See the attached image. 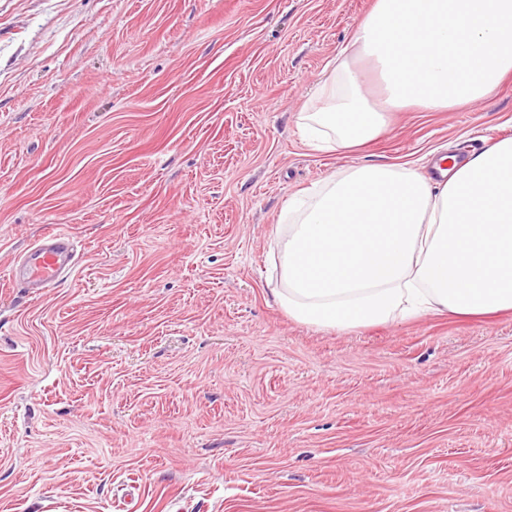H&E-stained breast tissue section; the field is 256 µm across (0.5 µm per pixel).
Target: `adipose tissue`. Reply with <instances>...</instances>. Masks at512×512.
<instances>
[{
	"label": "adipose tissue",
	"instance_id": "obj_1",
	"mask_svg": "<svg viewBox=\"0 0 512 512\" xmlns=\"http://www.w3.org/2000/svg\"><path fill=\"white\" fill-rule=\"evenodd\" d=\"M352 45L377 71L381 105L339 54L321 101L297 125L318 150L365 145L386 115L492 98L512 74V0H375ZM429 182L404 165L364 164L288 200L277 224L272 295L298 322L347 332L433 315L512 311V138Z\"/></svg>",
	"mask_w": 512,
	"mask_h": 512
}]
</instances>
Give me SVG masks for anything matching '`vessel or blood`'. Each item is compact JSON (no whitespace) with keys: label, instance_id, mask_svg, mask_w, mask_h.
Listing matches in <instances>:
<instances>
[{"label":"vessel or blood","instance_id":"vessel-or-blood-1","mask_svg":"<svg viewBox=\"0 0 512 512\" xmlns=\"http://www.w3.org/2000/svg\"><path fill=\"white\" fill-rule=\"evenodd\" d=\"M75 252V242L67 232H46L39 244L20 260L15 279L22 284L47 287L70 269Z\"/></svg>","mask_w":512,"mask_h":512}]
</instances>
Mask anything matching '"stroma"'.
Masks as SVG:
<instances>
[{"mask_svg": "<svg viewBox=\"0 0 512 512\" xmlns=\"http://www.w3.org/2000/svg\"><path fill=\"white\" fill-rule=\"evenodd\" d=\"M374 0H0V512H512V315L349 333L274 302L287 200L512 138L484 103L310 148ZM61 229L73 268L16 288Z\"/></svg>", "mask_w": 512, "mask_h": 512, "instance_id": "1", "label": "stroma"}]
</instances>
